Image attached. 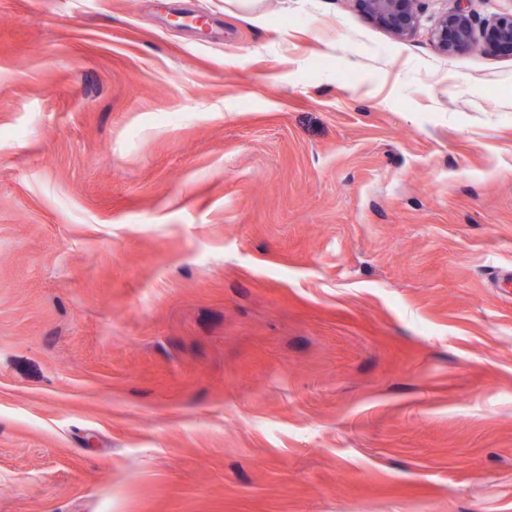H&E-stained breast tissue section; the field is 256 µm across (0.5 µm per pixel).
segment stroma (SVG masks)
Listing matches in <instances>:
<instances>
[{
    "label": "stroma",
    "instance_id": "stroma-1",
    "mask_svg": "<svg viewBox=\"0 0 512 512\" xmlns=\"http://www.w3.org/2000/svg\"><path fill=\"white\" fill-rule=\"evenodd\" d=\"M461 5L0 0V512H512V54L440 52ZM373 21L399 40L409 38L419 23V0H355Z\"/></svg>",
    "mask_w": 512,
    "mask_h": 512
}]
</instances>
